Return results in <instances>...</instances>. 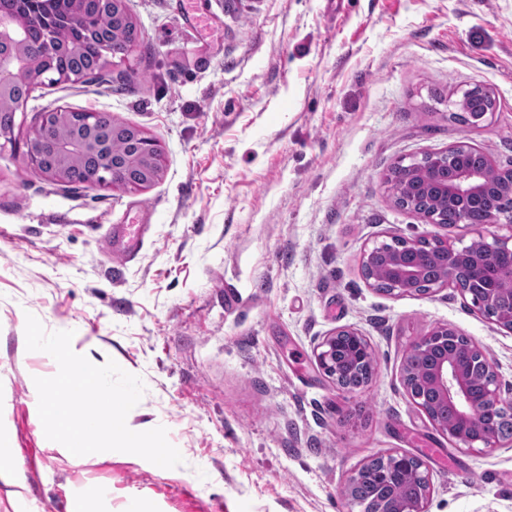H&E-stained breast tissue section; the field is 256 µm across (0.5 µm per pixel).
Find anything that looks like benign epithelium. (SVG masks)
Instances as JSON below:
<instances>
[{"label":"benign epithelium","mask_w":512,"mask_h":512,"mask_svg":"<svg viewBox=\"0 0 512 512\" xmlns=\"http://www.w3.org/2000/svg\"><path fill=\"white\" fill-rule=\"evenodd\" d=\"M7 0H0V112L14 114L22 106L34 85L52 74L60 80L80 81L88 78L83 70H54L61 51L57 32L42 30L32 39L29 29L40 20L29 12L8 10ZM86 0H58L73 37L68 41L72 49L95 26L85 11ZM132 42L124 36H108L102 42V51L114 56L127 54ZM30 77L24 88L18 86V74ZM108 122L104 112H84L80 119L65 109H56L42 115L27 142V155L32 168L55 181L71 183L75 171L84 174L85 182L93 185H119L144 188L154 184L162 175L163 150L159 141L136 133L137 155L142 160L138 179L130 178V167L125 157L110 152L109 140L101 133ZM469 148L465 143L448 146L442 151L425 152L409 163L423 166L445 161L448 156ZM449 196H464L472 203L489 198L483 171L468 169L451 183L438 184ZM487 224L507 229L508 234L478 232L466 243L461 239L405 238L393 236L391 242L375 241L363 250L360 259L362 277L368 287L387 295L400 297L417 292L420 281L428 272V261L420 256L405 259L398 249L414 252L428 245L437 254L435 261L447 267L446 278L435 287L450 286L459 289L480 312L491 313V320L500 328L512 331V282L496 283L493 269L500 263L512 265V212L492 211ZM459 334L451 327L436 326L407 349L402 363V382L415 404L426 414L436 431L446 436L458 448L479 451L496 448L501 442L494 430L473 426L476 406L484 407L493 418L512 417V402L502 397L501 381L494 362L475 341H469L465 350L450 346ZM374 349L367 337L351 326L338 327L324 336L314 347L313 356L336 387L353 391L355 387L344 380L373 356ZM484 377L479 391H474L471 380L474 373ZM378 459L376 474L389 480L401 478L415 487V492L393 500L379 498L370 512H428L430 497L429 468L422 457L404 451H393Z\"/></svg>","instance_id":"7a95c632"}]
</instances>
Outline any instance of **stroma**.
<instances>
[{
	"mask_svg": "<svg viewBox=\"0 0 512 512\" xmlns=\"http://www.w3.org/2000/svg\"><path fill=\"white\" fill-rule=\"evenodd\" d=\"M124 0L138 30L99 81L43 82L0 137V442L22 497L0 512H351L350 473L400 450L429 466L428 512H512V440L455 448L401 381L417 337L447 324L495 362L512 400V332L451 288L393 297L360 259L392 236L471 238L396 206L398 160L463 142L512 169V0ZM493 91L492 119L451 114ZM106 112L163 147L149 187L61 184L34 171L42 113ZM139 218L143 244L106 238ZM72 349L142 378L136 432L165 427L184 462L72 455L48 440L27 315ZM356 327L369 384L338 390L313 348ZM141 224H121L112 229L107 239L108 250L112 259L126 262L140 248Z\"/></svg>",
	"mask_w": 512,
	"mask_h": 512,
	"instance_id": "stroma-1",
	"label": "stroma"
}]
</instances>
